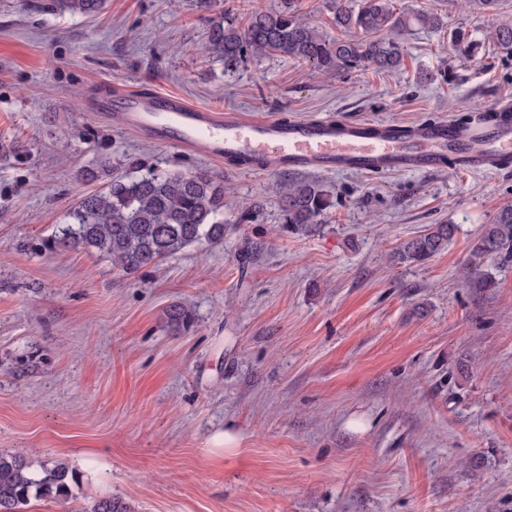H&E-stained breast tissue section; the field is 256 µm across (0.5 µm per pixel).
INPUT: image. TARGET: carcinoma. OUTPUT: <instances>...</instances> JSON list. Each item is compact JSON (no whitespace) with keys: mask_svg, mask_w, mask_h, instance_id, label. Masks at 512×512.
Here are the masks:
<instances>
[{"mask_svg":"<svg viewBox=\"0 0 512 512\" xmlns=\"http://www.w3.org/2000/svg\"><path fill=\"white\" fill-rule=\"evenodd\" d=\"M105 0H58L60 10L90 15ZM334 22L349 38H331L303 18L292 4L278 10L250 11L228 16L212 25L205 51L234 69L250 57L281 55L307 63L324 73L361 67L392 72L402 66L404 47L388 36L417 23L430 29L442 27L435 13L397 11L395 0H336ZM495 47L512 53V22L494 28ZM450 41L462 56L479 44L462 31ZM284 223L308 232L334 206L333 195L315 179L280 185ZM224 178L208 171L184 173L149 169L136 176L114 177L98 191L83 196L68 210L50 244L52 250L82 246L93 248L126 273L169 258L185 247L205 240H224ZM453 224H433L427 232L401 245L399 255L407 262H423L448 247ZM472 256H493L512 261V206L501 209L484 226ZM167 323L185 327L191 313L180 305L166 310ZM78 474L63 461L36 462L22 452L0 454V512H24L33 500L62 502L72 495ZM89 512H132L119 497L103 496Z\"/></svg>","mask_w":512,"mask_h":512,"instance_id":"cac0c4a2","label":"carcinoma"}]
</instances>
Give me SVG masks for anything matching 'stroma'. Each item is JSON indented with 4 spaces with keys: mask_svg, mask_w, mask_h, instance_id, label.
<instances>
[{
    "mask_svg": "<svg viewBox=\"0 0 512 512\" xmlns=\"http://www.w3.org/2000/svg\"><path fill=\"white\" fill-rule=\"evenodd\" d=\"M443 29L402 32L398 72H318L278 56L235 69L206 57L213 22L283 0H0V453L61 459L81 512H512V262H473L512 204V171L319 173L336 205L309 232L283 222L292 171L186 154L92 112L113 85L283 119L466 121L512 100V54L468 0H395ZM479 40L468 60L449 35ZM222 175L220 244L133 274L93 250L41 251L109 176L151 166ZM257 212L243 223L233 218ZM457 225L448 248L402 261V242ZM250 259H242L243 249ZM495 284L465 281L471 264ZM192 311L184 331L169 306ZM234 428L237 453L224 451Z\"/></svg>",
    "mask_w": 512,
    "mask_h": 512,
    "instance_id": "obj_1",
    "label": "stroma"
}]
</instances>
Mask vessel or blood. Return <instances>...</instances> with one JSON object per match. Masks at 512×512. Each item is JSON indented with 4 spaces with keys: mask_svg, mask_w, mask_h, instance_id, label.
<instances>
[{
    "mask_svg": "<svg viewBox=\"0 0 512 512\" xmlns=\"http://www.w3.org/2000/svg\"><path fill=\"white\" fill-rule=\"evenodd\" d=\"M94 109L123 128L213 161L263 159L269 171L496 172L512 167V105L467 122L416 125L326 115L283 120L191 104L176 94L114 89Z\"/></svg>",
    "mask_w": 512,
    "mask_h": 512,
    "instance_id": "1",
    "label": "vessel or blood"
}]
</instances>
